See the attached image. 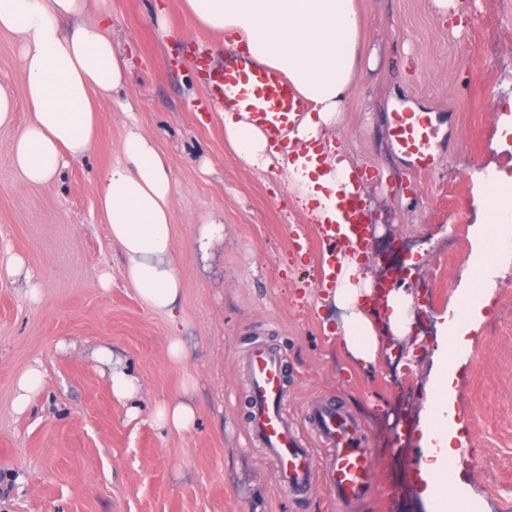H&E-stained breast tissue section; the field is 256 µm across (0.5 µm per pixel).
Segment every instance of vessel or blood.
<instances>
[{
	"mask_svg": "<svg viewBox=\"0 0 512 512\" xmlns=\"http://www.w3.org/2000/svg\"><path fill=\"white\" fill-rule=\"evenodd\" d=\"M194 59L217 110L247 113L252 125L274 137L293 127L304 103L280 73L241 58L225 59L223 68L217 70L208 54L199 50ZM390 137L394 149L414 171L434 169L442 137L430 113L411 109L392 112ZM336 210V220L316 227L322 243L332 252L341 239L350 236L356 246H363L371 221L365 201L354 192L342 194ZM244 366L252 397L251 438L276 462L279 480L288 493L301 497L321 483L331 489L338 504L359 497L369 481L372 459L351 416L326 407L310 410L317 436L328 450L327 464L315 467L281 412L284 379L279 352L255 346L246 354Z\"/></svg>",
	"mask_w": 512,
	"mask_h": 512,
	"instance_id": "vessel-or-blood-1",
	"label": "vessel or blood"
}]
</instances>
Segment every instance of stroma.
Segmentation results:
<instances>
[{"instance_id": "35a3bbf8", "label": "stroma", "mask_w": 512, "mask_h": 512, "mask_svg": "<svg viewBox=\"0 0 512 512\" xmlns=\"http://www.w3.org/2000/svg\"><path fill=\"white\" fill-rule=\"evenodd\" d=\"M462 2L457 33L432 0H358L362 53L375 65L357 72L339 135L378 226L365 270L382 273L375 252L400 243L392 278L413 292L415 328L427 338L421 349L410 335L387 340L391 358L368 369L354 367L324 331L337 315L318 305L324 248L311 219L277 170L252 168L225 144L187 49L198 42L220 67L223 41L182 0H111L125 86L101 103L92 150L48 187L29 184L10 157L27 113L14 38L0 34V87L17 112L13 127L0 128V512H334L324 488L290 496L250 440L243 358L256 343L281 352L282 412L315 460L326 450L309 407H342L363 429L374 471L351 512H428L420 421L434 391L436 325L462 308L484 256L494 259L491 303L451 368L461 491L476 512H489L493 498L512 502V255H497L494 232L476 234L487 176L512 177V135L499 130L512 110V0ZM400 108L431 113L444 134L429 174H416L391 147L388 118ZM133 119L173 180L172 260L183 290L172 321L126 288L122 256L97 212V182ZM212 217L224 237L200 246ZM301 229L304 251L293 246ZM12 255L35 274L37 298L8 275ZM174 322L187 351L180 363L168 356ZM100 346L140 379L134 403L113 396L108 367L91 356ZM37 363L43 387L17 411L18 380ZM188 377L195 427H155L153 408L182 398ZM478 463L496 471L495 483L481 479Z\"/></svg>"}]
</instances>
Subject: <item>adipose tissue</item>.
Instances as JSON below:
<instances>
[{
  "label": "adipose tissue",
  "mask_w": 512,
  "mask_h": 512,
  "mask_svg": "<svg viewBox=\"0 0 512 512\" xmlns=\"http://www.w3.org/2000/svg\"><path fill=\"white\" fill-rule=\"evenodd\" d=\"M198 24L223 37L233 53L284 75L305 103L288 133L291 148L275 151L270 137L246 114L223 113L224 138L247 165L281 171L291 195L311 215H333L339 193L353 191V167L336 153L328 167H302L295 145L333 135L343 122L359 65L363 27L356 0H185ZM110 0H0V32L13 34L24 73L26 125L9 145L15 167L35 185L54 182L68 161L85 157L100 129L101 101L123 82L127 62L112 43ZM173 186L169 166L138 123L126 125L119 154L97 183V209L112 246L124 258L123 277L152 312L169 315L182 291L173 265ZM336 286L328 299L342 313L336 335L359 365L377 364L382 338L405 335L412 295L402 287L387 296L384 314L365 305L373 293L355 254H337ZM470 330L459 316L439 325L437 396L421 426L426 463L421 474L430 512H471L460 493L452 437V379ZM440 425H433V418Z\"/></svg>",
  "instance_id": "adipose-tissue-1"
}]
</instances>
